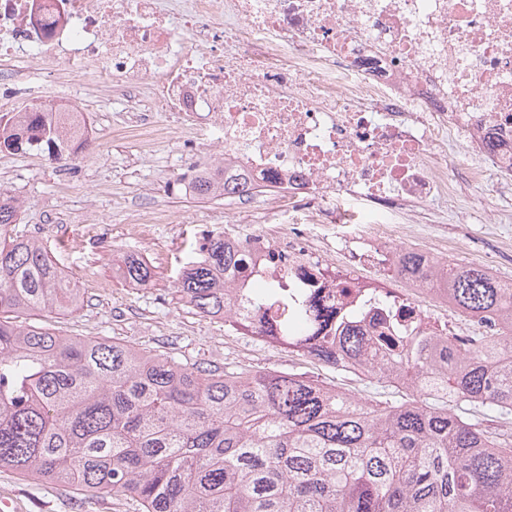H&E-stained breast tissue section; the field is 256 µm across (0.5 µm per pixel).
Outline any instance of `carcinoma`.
Here are the masks:
<instances>
[{
  "label": "carcinoma",
  "instance_id": "obj_1",
  "mask_svg": "<svg viewBox=\"0 0 512 512\" xmlns=\"http://www.w3.org/2000/svg\"><path fill=\"white\" fill-rule=\"evenodd\" d=\"M30 105L0 147L57 158L82 134L72 112ZM18 202L0 193V231ZM176 281L203 318L243 335L315 341L316 359L361 358L364 374L406 376L404 402L360 400L301 374L202 368L105 338L60 336L12 316L67 314L83 304L37 241L0 237V469L87 495L112 493L138 512H512V427L465 416L512 417L510 336H438L430 349L389 331L341 325L336 302L309 294L279 318L272 292L235 307L224 272L240 246L214 237ZM448 298L472 320L512 317V282L450 263ZM121 277L149 283L150 266L126 257Z\"/></svg>",
  "mask_w": 512,
  "mask_h": 512
}]
</instances>
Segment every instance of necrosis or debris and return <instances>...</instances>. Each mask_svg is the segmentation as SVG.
Listing matches in <instances>:
<instances>
[{
    "instance_id": "necrosis-or-debris-1",
    "label": "necrosis or debris",
    "mask_w": 512,
    "mask_h": 512,
    "mask_svg": "<svg viewBox=\"0 0 512 512\" xmlns=\"http://www.w3.org/2000/svg\"><path fill=\"white\" fill-rule=\"evenodd\" d=\"M52 82L77 104L113 92L220 155L180 180L239 179L258 226L228 288L310 289L365 325L368 282L342 271L381 255L407 291L398 334L443 331L446 205L465 184L487 201L512 186V0H0V82ZM416 250L421 263L406 269Z\"/></svg>"
}]
</instances>
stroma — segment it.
I'll return each instance as SVG.
<instances>
[{
    "label": "stroma",
    "mask_w": 512,
    "mask_h": 512,
    "mask_svg": "<svg viewBox=\"0 0 512 512\" xmlns=\"http://www.w3.org/2000/svg\"><path fill=\"white\" fill-rule=\"evenodd\" d=\"M125 106L117 94L107 104L93 96L83 99L82 107L97 137L87 154L76 160L57 161L45 152H0V190L9 192L20 205V220L9 227V235L42 242L50 258L85 296L76 313L23 315L20 323L45 326L64 336L115 339L204 367L233 370L249 365L263 372L302 373L362 398L379 392V384L312 361L281 343L237 333L223 320L202 318L178 302L176 279L189 261L200 260L203 229L242 236L250 227L235 222L232 201L221 197L199 200L178 190L180 173L207 161L213 147L184 154L185 134L173 129L148 162L132 163L138 145L114 131ZM469 199L471 223H459L456 214H449L448 239L484 238L483 259L490 272L512 281V260L485 237L491 222L512 238V192L485 202L473 191ZM142 211L167 218L146 240L130 237L124 223L127 215ZM129 253L153 267L155 278L150 284L133 287L122 280L119 268ZM1 496L14 499L19 512H133L120 497L84 495L3 469Z\"/></svg>",
    "instance_id": "stroma-1"
}]
</instances>
